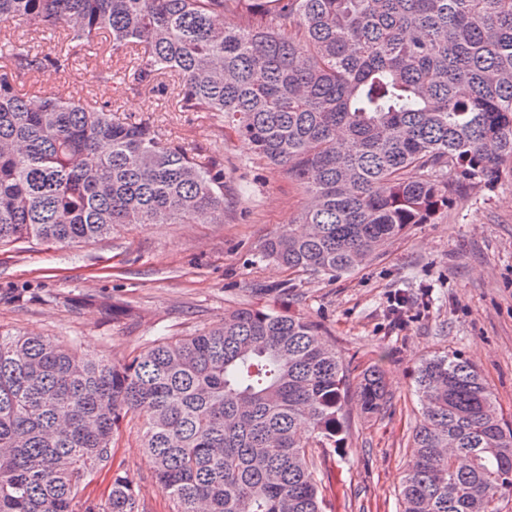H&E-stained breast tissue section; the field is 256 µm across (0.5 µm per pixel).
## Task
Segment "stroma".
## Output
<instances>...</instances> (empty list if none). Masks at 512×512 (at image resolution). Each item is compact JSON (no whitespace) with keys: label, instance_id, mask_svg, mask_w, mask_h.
<instances>
[{"label":"stroma","instance_id":"1","mask_svg":"<svg viewBox=\"0 0 512 512\" xmlns=\"http://www.w3.org/2000/svg\"><path fill=\"white\" fill-rule=\"evenodd\" d=\"M113 65L102 43L84 48L69 76L47 71L43 93L63 82L112 104L118 116L156 126L201 165H224V215L204 224L116 226L111 236L0 247V329L48 336L122 361L162 338L193 336L240 307H264L320 324L351 371L386 372L383 409L363 414L345 399L344 445L327 449L326 512H399V478L419 415L413 369L457 351L480 370L512 422V167L496 187L467 189L432 223L412 225L355 272L330 278L289 273L261 255L307 204L303 188L269 167L221 116L179 112L148 87H103ZM144 422L130 415L114 462L143 512H171L142 447Z\"/></svg>","mask_w":512,"mask_h":512}]
</instances>
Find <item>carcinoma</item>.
I'll return each mask as SVG.
<instances>
[{
	"instance_id": "obj_1",
	"label": "carcinoma",
	"mask_w": 512,
	"mask_h": 512,
	"mask_svg": "<svg viewBox=\"0 0 512 512\" xmlns=\"http://www.w3.org/2000/svg\"><path fill=\"white\" fill-rule=\"evenodd\" d=\"M229 14L242 23L225 24ZM39 25L65 46L0 34V245L90 241L123 224H199L224 210V164L203 167L146 121L67 88L101 40L132 70L102 83L172 91L214 112L308 195L306 232L262 254L339 277L512 162V0H0V28ZM420 418L399 512H498L512 489V425L463 355L415 370ZM347 368L303 317L242 307L201 334L160 338L123 363L0 331V512H73L112 469L106 512H140L112 467L130 414L171 512H325L314 449L340 448ZM364 412L384 372L358 375Z\"/></svg>"
}]
</instances>
